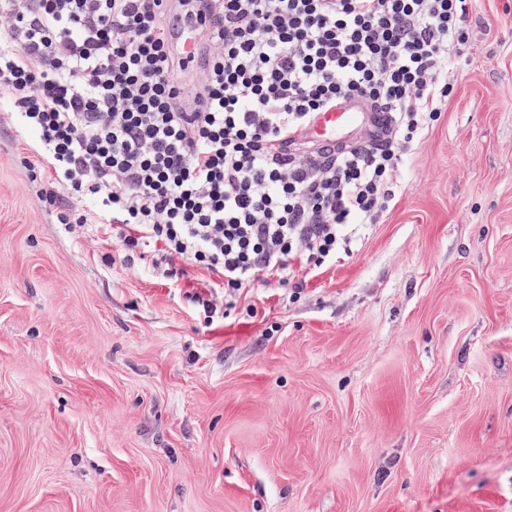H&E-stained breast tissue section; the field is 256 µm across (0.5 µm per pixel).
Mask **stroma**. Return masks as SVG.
Returning <instances> with one entry per match:
<instances>
[{"label":"stroma","mask_w":512,"mask_h":512,"mask_svg":"<svg viewBox=\"0 0 512 512\" xmlns=\"http://www.w3.org/2000/svg\"><path fill=\"white\" fill-rule=\"evenodd\" d=\"M468 28L389 207L227 318L60 224L0 104V512H512V0Z\"/></svg>","instance_id":"obj_1"}]
</instances>
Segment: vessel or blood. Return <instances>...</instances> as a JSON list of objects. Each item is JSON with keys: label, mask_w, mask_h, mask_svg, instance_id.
<instances>
[{"label": "vessel or blood", "mask_w": 512, "mask_h": 512, "mask_svg": "<svg viewBox=\"0 0 512 512\" xmlns=\"http://www.w3.org/2000/svg\"><path fill=\"white\" fill-rule=\"evenodd\" d=\"M384 116L379 109L354 99H343L336 106L317 113L302 138L314 142L319 149L330 152L349 143L360 130L382 126Z\"/></svg>", "instance_id": "b4317fda"}]
</instances>
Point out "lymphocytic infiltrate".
I'll return each mask as SVG.
<instances>
[{
	"label": "lymphocytic infiltrate",
	"instance_id": "obj_1",
	"mask_svg": "<svg viewBox=\"0 0 512 512\" xmlns=\"http://www.w3.org/2000/svg\"><path fill=\"white\" fill-rule=\"evenodd\" d=\"M476 0H0V96L37 131L64 224L208 270L225 296L347 249L400 188L437 121ZM202 17L203 56L176 46ZM200 73L192 87L179 75ZM382 108L379 141L282 150L344 97Z\"/></svg>",
	"mask_w": 512,
	"mask_h": 512
}]
</instances>
